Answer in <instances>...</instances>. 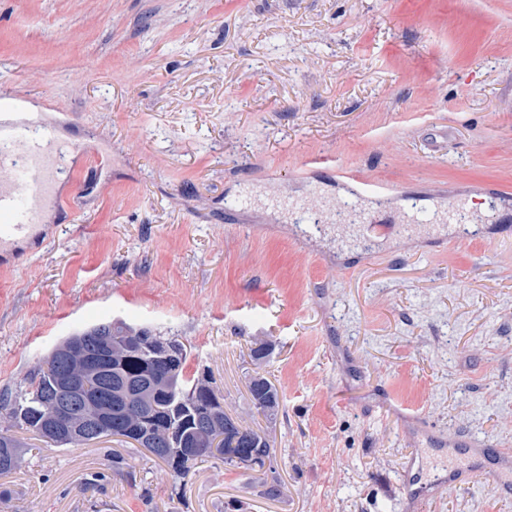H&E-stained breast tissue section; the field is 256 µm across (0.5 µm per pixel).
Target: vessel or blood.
Segmentation results:
<instances>
[{
  "label": "vessel or blood",
  "mask_w": 512,
  "mask_h": 512,
  "mask_svg": "<svg viewBox=\"0 0 512 512\" xmlns=\"http://www.w3.org/2000/svg\"><path fill=\"white\" fill-rule=\"evenodd\" d=\"M19 108L16 97L0 92V168L13 173L9 181L0 184V259L20 245L40 244L43 210L56 199L62 158L56 141L20 119ZM337 176L359 197L385 199L393 193L390 185L364 179L351 170L338 171ZM485 473L496 488L512 490V448L473 439L463 447L449 449V481Z\"/></svg>",
  "instance_id": "b4317fda"
}]
</instances>
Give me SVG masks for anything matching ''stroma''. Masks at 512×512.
<instances>
[{"mask_svg":"<svg viewBox=\"0 0 512 512\" xmlns=\"http://www.w3.org/2000/svg\"><path fill=\"white\" fill-rule=\"evenodd\" d=\"M1 86L81 181L0 266V391L122 321L183 344L273 464L180 482L26 432L0 512H512L483 476L401 501L460 438L512 443V204L441 219L512 194V0H0ZM326 159L395 187L362 201L395 233L312 231L349 194ZM249 391L257 409L270 416L274 415L278 407V394L268 379L258 378L253 384L251 382Z\"/></svg>","mask_w":512,"mask_h":512,"instance_id":"1","label":"stroma"}]
</instances>
